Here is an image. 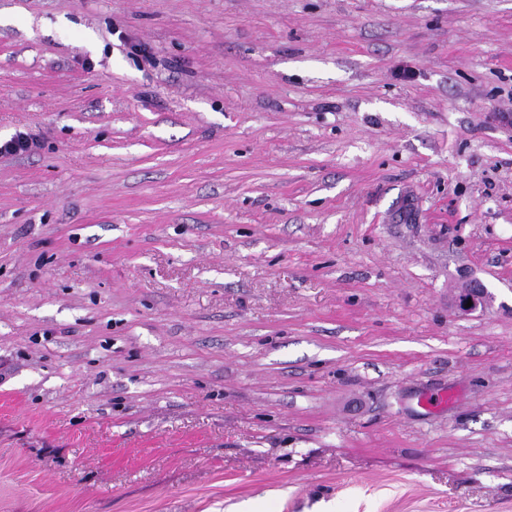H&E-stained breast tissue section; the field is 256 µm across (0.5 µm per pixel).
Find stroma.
I'll return each mask as SVG.
<instances>
[{"label":"stroma","instance_id":"obj_1","mask_svg":"<svg viewBox=\"0 0 512 512\" xmlns=\"http://www.w3.org/2000/svg\"><path fill=\"white\" fill-rule=\"evenodd\" d=\"M500 112L512 0H0V512H512ZM41 138L29 131H18L10 139L0 142V155L13 156L19 154H30L41 147Z\"/></svg>","mask_w":512,"mask_h":512}]
</instances>
